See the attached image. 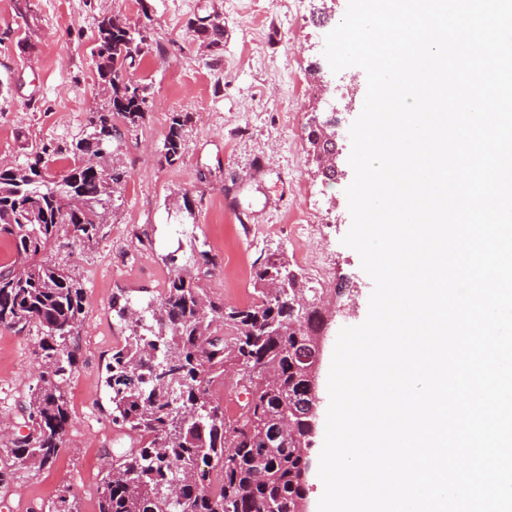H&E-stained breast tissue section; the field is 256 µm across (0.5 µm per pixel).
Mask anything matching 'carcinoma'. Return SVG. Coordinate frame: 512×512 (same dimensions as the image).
Returning a JSON list of instances; mask_svg holds the SVG:
<instances>
[{
	"label": "carcinoma",
	"instance_id": "cac0c4a2",
	"mask_svg": "<svg viewBox=\"0 0 512 512\" xmlns=\"http://www.w3.org/2000/svg\"><path fill=\"white\" fill-rule=\"evenodd\" d=\"M147 25H131L116 15L98 24L96 68L112 89L109 103L89 113L84 137L65 149L73 164L63 180L85 209L63 210L60 187L46 171L49 153L35 152L26 163L0 170V238L12 258L0 264V328L40 331L37 383L29 388L22 427L0 440V484L15 467L52 464L72 418L66 388L76 368L72 340L85 319L84 286L69 268L49 258L61 233L94 243L105 215L122 193L127 171L93 170L97 141L121 139L115 120L129 131L144 119L148 87L131 89L124 74L149 51ZM188 114L173 115L163 143L169 165L183 155L182 130ZM196 273L170 278L164 294L136 304L120 291L112 309L124 319V342L105 365L112 423L142 442L112 454L97 487V512H296L306 493L301 480L309 461V437L297 417L305 400L300 344L315 330L319 314L303 306L322 289L284 258L268 257L255 273V301L228 307L208 297L203 281L212 274L207 252ZM280 288H269L272 282ZM276 377L261 382V366ZM238 366L247 401L230 416L210 389L224 383V372ZM290 416L295 434L280 421ZM180 484L177 497L169 487ZM48 512H78L67 489Z\"/></svg>",
	"mask_w": 512,
	"mask_h": 512
}]
</instances>
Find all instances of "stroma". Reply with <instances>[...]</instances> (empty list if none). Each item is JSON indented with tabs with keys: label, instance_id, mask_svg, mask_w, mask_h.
Here are the masks:
<instances>
[{
	"label": "stroma",
	"instance_id": "obj_1",
	"mask_svg": "<svg viewBox=\"0 0 512 512\" xmlns=\"http://www.w3.org/2000/svg\"><path fill=\"white\" fill-rule=\"evenodd\" d=\"M348 0H298L305 24L287 20L272 0H0V162L69 146L84 135L89 112L105 99L93 56L102 15L147 23L150 51L137 70L148 85L143 123L123 135L119 155L128 178L103 235L86 244L61 234L53 253L85 288L84 325L76 339L73 421L51 466L17 470L0 486V512H47L69 488L79 512H96L97 483L107 452L134 436L116 429L102 378L113 347L123 340L112 296L133 301L161 295L169 278L195 269L199 251L214 262L204 286L210 297L243 306L255 297L254 276L266 257L298 264V248L318 252L329 268L322 287L353 291L355 307L331 323L318 379L319 403L306 485L308 512H318L319 475L329 406L328 375L341 328L367 317L373 290L358 253L345 246L351 227L346 189L350 127L367 89L363 71L332 72L324 38L343 18ZM218 18L220 47L190 29ZM320 66L330 85L321 95L310 71ZM187 113L184 153L167 164L161 149L171 117ZM335 118L341 133L340 177L312 175L307 133L312 118ZM190 197L192 212L177 201ZM312 228L304 243L290 232L298 213ZM224 237L212 239V225ZM36 332L0 329V421L19 426L20 405L37 378Z\"/></svg>",
	"mask_w": 512,
	"mask_h": 512
}]
</instances>
